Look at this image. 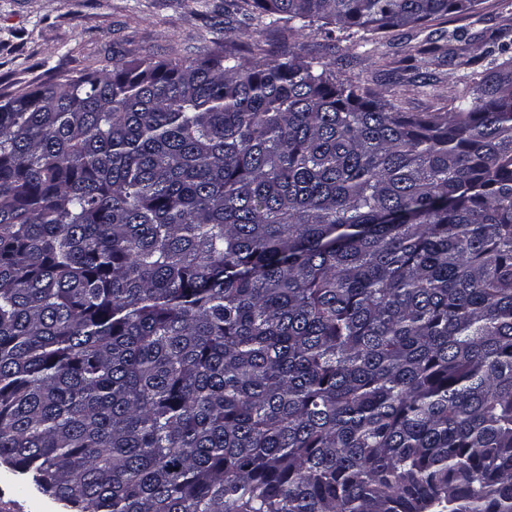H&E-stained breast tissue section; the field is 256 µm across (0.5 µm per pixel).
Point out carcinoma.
I'll list each match as a JSON object with an SVG mask.
<instances>
[{"instance_id": "cac0c4a2", "label": "carcinoma", "mask_w": 512, "mask_h": 512, "mask_svg": "<svg viewBox=\"0 0 512 512\" xmlns=\"http://www.w3.org/2000/svg\"><path fill=\"white\" fill-rule=\"evenodd\" d=\"M373 33L481 0H233ZM446 112L295 51L0 100V466L64 512H512V45Z\"/></svg>"}]
</instances>
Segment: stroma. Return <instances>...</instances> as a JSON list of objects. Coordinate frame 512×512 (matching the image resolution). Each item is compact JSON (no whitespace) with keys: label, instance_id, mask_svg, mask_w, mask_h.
Listing matches in <instances>:
<instances>
[{"label":"stroma","instance_id":"1","mask_svg":"<svg viewBox=\"0 0 512 512\" xmlns=\"http://www.w3.org/2000/svg\"><path fill=\"white\" fill-rule=\"evenodd\" d=\"M225 0H0V96L45 84L57 74L103 68L135 58H203L211 38L247 48L254 28L226 14ZM512 27V0H482L476 13L449 18L460 34L447 53L424 55L429 26L405 36L371 32L304 30L288 41L327 50L348 47L350 60L336 76L382 95L405 112H433L455 101L462 86L455 60L487 48L497 29ZM433 80L420 86L416 72ZM0 512H58L57 506L0 467Z\"/></svg>","mask_w":512,"mask_h":512}]
</instances>
